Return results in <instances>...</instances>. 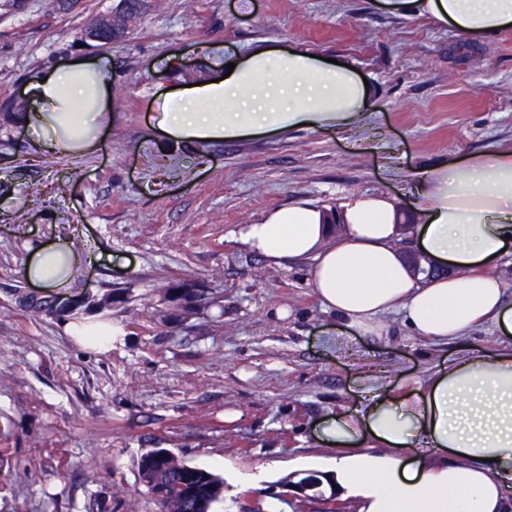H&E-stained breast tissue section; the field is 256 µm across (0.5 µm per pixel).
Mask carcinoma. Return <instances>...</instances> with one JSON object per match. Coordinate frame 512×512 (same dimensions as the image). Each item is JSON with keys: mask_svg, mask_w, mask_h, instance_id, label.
Instances as JSON below:
<instances>
[{"mask_svg": "<svg viewBox=\"0 0 512 512\" xmlns=\"http://www.w3.org/2000/svg\"><path fill=\"white\" fill-rule=\"evenodd\" d=\"M123 13L112 17L110 23H89L78 42L97 48H109L125 34L124 17L139 15L144 9L142 0H123ZM197 283L173 279L157 289L161 309L166 320L179 311L178 302L198 294ZM20 307L31 316H64L71 309L55 298H30L22 289H14ZM139 475L154 512H211L212 506L224 496V478L198 467L188 465L166 448H152L140 458Z\"/></svg>", "mask_w": 512, "mask_h": 512, "instance_id": "obj_1", "label": "carcinoma"}]
</instances>
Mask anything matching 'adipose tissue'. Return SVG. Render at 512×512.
<instances>
[{"label":"adipose tissue","instance_id":"ef3b65f1","mask_svg":"<svg viewBox=\"0 0 512 512\" xmlns=\"http://www.w3.org/2000/svg\"><path fill=\"white\" fill-rule=\"evenodd\" d=\"M398 15L425 13L462 40L476 42L512 25V0H377ZM227 78L167 92L160 132L176 143L207 144L281 132L303 124L348 128L370 114L371 90L345 65L290 47H262L231 57ZM31 106L22 120L36 148L82 155L112 124V67L106 58L75 60L28 77ZM401 179L421 217L417 247L430 276L412 269L397 242L403 220L383 197L349 196L333 238L324 209L290 205L244 225L240 238L275 265L308 259L309 284L324 311L348 333L374 336L385 314H398L414 336L450 342L490 326L512 336V302L488 271L512 250V151L412 170ZM79 257L61 242L36 250L26 279L66 288ZM365 399L324 430L340 452L337 485L360 497L359 512H512L502 480L512 476V353L475 352L449 362L413 392L383 391L364 375ZM373 437L388 452H357Z\"/></svg>","mask_w":512,"mask_h":512}]
</instances>
